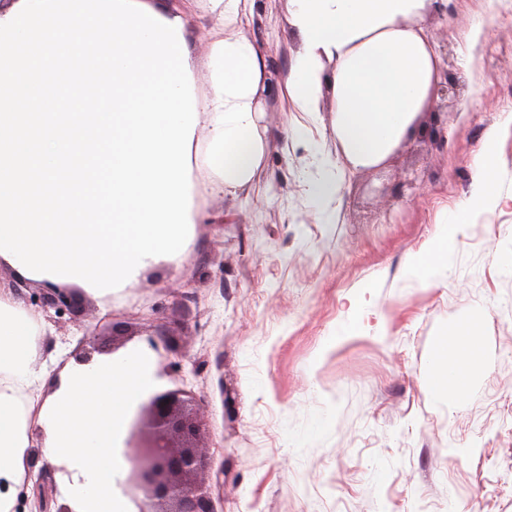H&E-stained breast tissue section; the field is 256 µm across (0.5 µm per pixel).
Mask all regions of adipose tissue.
Masks as SVG:
<instances>
[{
	"label": "adipose tissue",
	"mask_w": 512,
	"mask_h": 512,
	"mask_svg": "<svg viewBox=\"0 0 512 512\" xmlns=\"http://www.w3.org/2000/svg\"><path fill=\"white\" fill-rule=\"evenodd\" d=\"M247 0H204L209 18L208 91L197 96L198 120L208 128L205 162L210 186L248 196L255 170L269 151L259 124L267 59L244 35ZM434 0H288L289 27L301 47L281 82L291 111L314 115L325 93L334 99V125L342 154L321 157L309 194L323 223L333 221L337 172L384 161L408 141L421 112L436 98L439 60L420 22ZM335 62L327 72L326 62ZM461 224L438 225L428 250L414 257V276L428 286L447 282ZM43 317L11 291L0 289V512H16L31 448L65 465L63 496L73 512H129L114 487V450L137 404L156 390L149 349L101 355L53 376L39 366ZM478 355L440 342L438 395L465 392Z\"/></svg>",
	"instance_id": "1"
}]
</instances>
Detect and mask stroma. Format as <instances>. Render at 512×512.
Segmentation results:
<instances>
[{"instance_id": "obj_1", "label": "stroma", "mask_w": 512, "mask_h": 512, "mask_svg": "<svg viewBox=\"0 0 512 512\" xmlns=\"http://www.w3.org/2000/svg\"><path fill=\"white\" fill-rule=\"evenodd\" d=\"M179 13L199 91L208 87L207 24L186 0H144ZM287 0H255L248 34L270 52L260 124L271 149L248 198L204 190L202 220L171 263L146 267L111 313L76 288L77 315L43 313L39 361L75 356L94 335L121 353L161 333L157 365L203 363L200 444L224 469L218 512H512V0H438L420 25L455 88L421 113L415 135L381 164L345 173L333 223L305 193L313 153L337 156L331 101L292 112L278 82L299 51ZM485 26L472 34L474 18ZM310 130L307 143L293 129ZM437 127L439 139L427 136ZM492 150V205L462 235L445 285L409 274L437 223L474 198ZM469 329L480 347L460 396L430 383L440 340Z\"/></svg>"}]
</instances>
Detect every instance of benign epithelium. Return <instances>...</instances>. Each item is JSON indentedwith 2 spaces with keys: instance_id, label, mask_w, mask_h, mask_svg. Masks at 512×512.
Returning <instances> with one entry per match:
<instances>
[{
  "instance_id": "benign-epithelium-1",
  "label": "benign epithelium",
  "mask_w": 512,
  "mask_h": 512,
  "mask_svg": "<svg viewBox=\"0 0 512 512\" xmlns=\"http://www.w3.org/2000/svg\"><path fill=\"white\" fill-rule=\"evenodd\" d=\"M48 306L74 311L71 291L53 288L44 298ZM196 401L183 387L162 388L141 402L124 442L130 468L124 489L135 512H215L211 488L193 481L211 464L209 449L196 445L201 424L190 412ZM41 469L33 487L39 512H72L56 504V491Z\"/></svg>"
}]
</instances>
